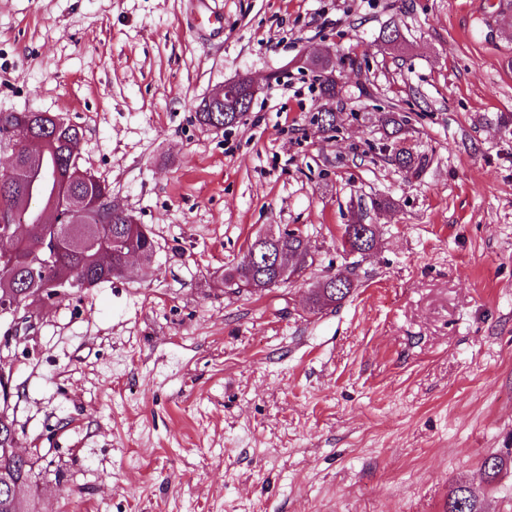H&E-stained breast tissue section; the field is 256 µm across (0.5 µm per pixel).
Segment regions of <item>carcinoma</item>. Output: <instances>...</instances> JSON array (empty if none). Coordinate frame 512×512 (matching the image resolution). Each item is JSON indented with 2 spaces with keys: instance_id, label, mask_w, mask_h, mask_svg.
<instances>
[{
  "instance_id": "cac0c4a2",
  "label": "carcinoma",
  "mask_w": 512,
  "mask_h": 512,
  "mask_svg": "<svg viewBox=\"0 0 512 512\" xmlns=\"http://www.w3.org/2000/svg\"><path fill=\"white\" fill-rule=\"evenodd\" d=\"M321 73L320 95L328 102L339 98L341 89L333 78L329 64L318 67ZM236 112H199L197 120L204 127L219 124L230 128L238 123ZM51 112H1L0 139L22 125L37 143L19 149L16 165L23 170V181L13 178L8 170H0V217L14 224L30 225L28 238L11 244L13 251L26 258L9 268L0 262V303L18 301L30 309L45 297L59 295L74 283L94 288L125 272L122 253L138 250L152 257L155 240L152 232L138 227L130 213L118 209L111 217L98 208L99 200L111 191L91 171L80 166L81 129ZM64 234L73 246L64 248L48 264H31L28 258L43 255L57 233ZM112 240V263L104 267L97 263L96 244L101 237ZM376 225L347 224L343 244L359 251L373 248ZM282 261L292 262L283 275L273 267H261L241 257L224 268V283L238 287L240 293H258L287 282L304 267L308 241L287 238L281 242ZM354 288L352 272L338 271L319 280L309 292L312 311L335 308L350 296ZM15 421L6 408H0V473L6 471L24 477L29 484L36 482L37 460L17 458L10 451ZM484 481L492 485L512 470V448L502 454H492L481 464ZM0 512H43L33 495L16 498L9 488L0 485ZM447 512H484L481 492L472 484L457 481L448 493Z\"/></svg>"
}]
</instances>
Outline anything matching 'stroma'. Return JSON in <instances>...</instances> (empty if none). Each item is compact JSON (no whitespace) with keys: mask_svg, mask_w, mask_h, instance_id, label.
Listing matches in <instances>:
<instances>
[{"mask_svg":"<svg viewBox=\"0 0 512 512\" xmlns=\"http://www.w3.org/2000/svg\"><path fill=\"white\" fill-rule=\"evenodd\" d=\"M0 0V112L80 126V163L154 235L155 263L44 300L0 351L46 512H441L456 481L512 512V0ZM397 25L400 48L381 33ZM329 53L336 126L306 59ZM263 88L229 129L201 99ZM405 120L417 172L384 153ZM394 206L365 214L374 197ZM377 224L365 256L345 224ZM306 267L225 292L256 234ZM354 292L310 311L343 268ZM238 84H244L248 87V91L252 96V102L262 90L261 86L255 80L246 75L238 77L237 79L224 84L221 89L213 93L202 103V108L207 112H196L197 120L201 126L217 127L218 124H221L224 126V128H230L239 122L238 112H224L222 108L220 109L216 106L217 101H223L225 88ZM252 102L250 104V108L253 104ZM280 233L282 236H291L281 242L280 252L282 261L292 260V266L285 276H282L274 267H261L242 256L237 262L224 268L222 278L225 284H234V287L243 285L249 288H234L240 293H258L287 282L291 276L298 273L305 265V259L308 255V241L304 237L303 230L299 227L285 228ZM507 451L502 454H492L484 458L481 464L484 481L487 485H492L500 480L504 475L511 472L512 469V448H506Z\"/></svg>","mask_w":512,"mask_h":512,"instance_id":"35a3bbf8","label":"stroma"}]
</instances>
